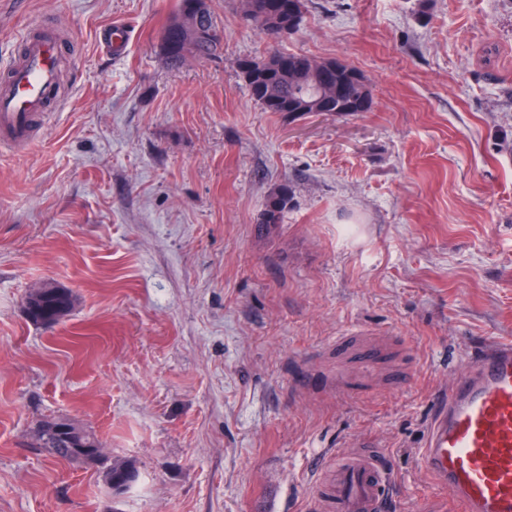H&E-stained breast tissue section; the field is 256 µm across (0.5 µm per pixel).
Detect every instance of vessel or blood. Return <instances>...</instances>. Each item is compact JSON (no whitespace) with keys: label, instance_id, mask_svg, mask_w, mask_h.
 I'll use <instances>...</instances> for the list:
<instances>
[{"label":"vessel or blood","instance_id":"1","mask_svg":"<svg viewBox=\"0 0 512 512\" xmlns=\"http://www.w3.org/2000/svg\"><path fill=\"white\" fill-rule=\"evenodd\" d=\"M57 38H30L0 87V147L28 145L58 98ZM317 482L314 512H384L391 482L386 456L361 442L337 450ZM421 464L460 512H512V341L489 342L455 373L439 403Z\"/></svg>","mask_w":512,"mask_h":512}]
</instances>
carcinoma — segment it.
<instances>
[{
    "label": "carcinoma",
    "instance_id": "carcinoma-1",
    "mask_svg": "<svg viewBox=\"0 0 512 512\" xmlns=\"http://www.w3.org/2000/svg\"><path fill=\"white\" fill-rule=\"evenodd\" d=\"M243 15L256 24L261 34L271 42H278L290 36V32L274 31L271 24L281 15L296 19L295 28H300L306 0H244ZM187 0H178L177 7L169 21L162 27V48L169 64L182 66L188 59H211L220 55L224 38L214 41H196L192 38L195 22L224 31L211 12L201 19L185 15ZM322 63L315 62L301 54L271 53L261 61L243 59L238 62L239 73L249 88L254 101L266 112H286L292 105L301 107L303 112H365L371 103V90L364 80L351 77L343 72L325 85L321 80ZM291 202L287 184L279 185L270 195L259 223L278 224ZM35 316L40 318H64L72 310L73 300L65 288H49L31 301ZM60 424L70 427L83 435L82 447L98 448L100 442L91 431L66 418L58 419ZM40 445L48 449L55 458L79 460L80 452L74 447L67 434H52L40 439ZM109 483H131L139 479V470L131 461H114L104 472Z\"/></svg>",
    "mask_w": 512,
    "mask_h": 512
}]
</instances>
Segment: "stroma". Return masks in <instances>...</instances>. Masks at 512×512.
Returning a JSON list of instances; mask_svg holds the SVG:
<instances>
[{"label":"stroma","instance_id":"obj_1","mask_svg":"<svg viewBox=\"0 0 512 512\" xmlns=\"http://www.w3.org/2000/svg\"><path fill=\"white\" fill-rule=\"evenodd\" d=\"M175 4L0 0V80L23 35L64 45L61 107L0 152V512H305L312 458L360 441L398 512H454L421 449L453 374L512 340V0H307L277 44L208 0L224 50L179 68ZM276 50L344 61L369 110L263 111L237 62ZM48 282L73 307L45 327L22 301ZM342 336L391 348L364 376ZM58 417L137 483L49 457ZM291 202L289 187L280 184L270 195L264 211L259 219L263 224H278L281 222L284 211ZM105 480L110 484L131 483L135 484L139 479V470L131 461H113L104 472ZM128 487V488H129Z\"/></svg>","mask_w":512,"mask_h":512}]
</instances>
